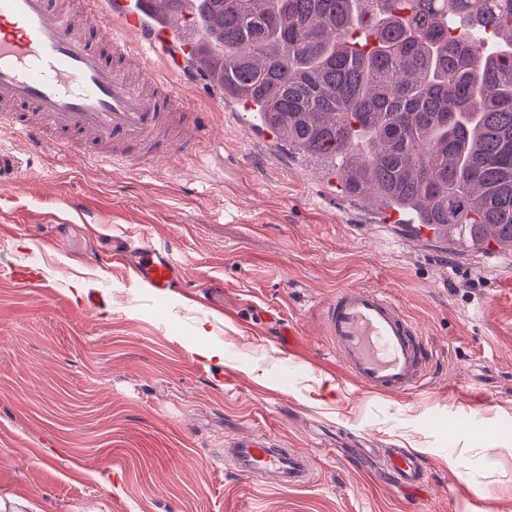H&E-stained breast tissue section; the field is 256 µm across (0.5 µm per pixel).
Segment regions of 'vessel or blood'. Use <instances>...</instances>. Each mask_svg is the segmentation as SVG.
<instances>
[{"mask_svg":"<svg viewBox=\"0 0 512 512\" xmlns=\"http://www.w3.org/2000/svg\"><path fill=\"white\" fill-rule=\"evenodd\" d=\"M162 0H0V112L23 110L12 133L34 157L61 154L65 143L46 126L74 133L108 153L93 162L141 171L191 156L212 140L209 113L192 105L159 68L157 32H169ZM133 281L157 295L178 292L182 268L171 246L147 236L107 254ZM324 333L344 378L367 392L411 397L427 389L433 351L419 328L386 292L351 284L323 306ZM239 476L279 487L307 486L308 456L270 437H239L224 448ZM391 486L414 494L429 478L427 462L405 448L385 451Z\"/></svg>","mask_w":512,"mask_h":512,"instance_id":"1","label":"vessel or blood"}]
</instances>
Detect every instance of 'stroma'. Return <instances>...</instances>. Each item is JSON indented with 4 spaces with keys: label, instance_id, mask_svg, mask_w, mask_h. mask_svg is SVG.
Masks as SVG:
<instances>
[{
    "label": "stroma",
    "instance_id": "35a3bbf8",
    "mask_svg": "<svg viewBox=\"0 0 512 512\" xmlns=\"http://www.w3.org/2000/svg\"><path fill=\"white\" fill-rule=\"evenodd\" d=\"M172 77L211 112L224 156L206 143L131 174L49 155L0 183V496H37L44 512H512V254L399 240L314 181L318 162L251 144L195 69ZM56 218L71 222L60 237ZM143 234L173 246L180 293L105 263V241ZM24 262L47 289L11 279ZM349 284L384 290L428 339L424 394L343 379L320 308ZM92 288L111 300L89 311ZM271 313L302 355L278 344ZM254 434L310 453L314 481L235 475L224 442ZM397 447L429 461L423 491L388 486Z\"/></svg>",
    "mask_w": 512,
    "mask_h": 512
}]
</instances>
